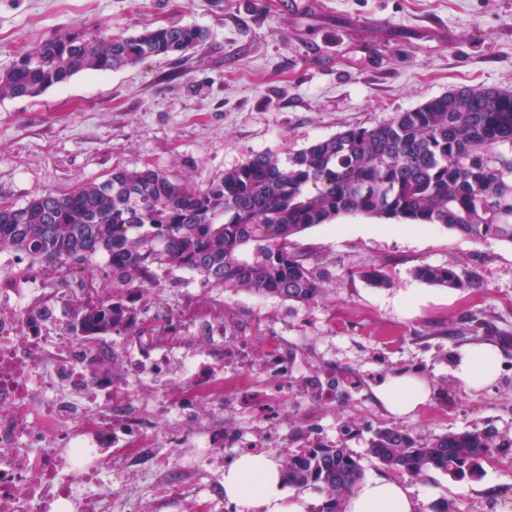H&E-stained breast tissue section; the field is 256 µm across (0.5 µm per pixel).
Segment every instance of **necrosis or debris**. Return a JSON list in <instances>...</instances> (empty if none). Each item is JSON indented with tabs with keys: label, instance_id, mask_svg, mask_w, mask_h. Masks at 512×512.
<instances>
[{
	"label": "necrosis or debris",
	"instance_id": "1",
	"mask_svg": "<svg viewBox=\"0 0 512 512\" xmlns=\"http://www.w3.org/2000/svg\"><path fill=\"white\" fill-rule=\"evenodd\" d=\"M64 295L0 270V512H224L225 461L287 447L289 396L336 403L335 368L299 375L287 337L255 364L249 328L225 318L223 300L173 292L166 316L141 293L112 336L61 323ZM242 408L252 430L224 422ZM144 484L148 509L134 493Z\"/></svg>",
	"mask_w": 512,
	"mask_h": 512
}]
</instances>
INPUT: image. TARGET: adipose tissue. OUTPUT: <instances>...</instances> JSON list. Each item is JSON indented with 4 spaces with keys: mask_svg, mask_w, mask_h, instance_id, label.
<instances>
[{
    "mask_svg": "<svg viewBox=\"0 0 512 512\" xmlns=\"http://www.w3.org/2000/svg\"><path fill=\"white\" fill-rule=\"evenodd\" d=\"M499 352L489 343L466 347L456 365L458 377L481 389L497 376ZM376 395L395 416L416 414L427 403V384L407 371L391 374ZM279 464L264 455H243L224 470V498L237 512H305L300 498L286 496ZM344 512H417V503L401 481L369 477L344 503Z\"/></svg>",
    "mask_w": 512,
    "mask_h": 512,
    "instance_id": "ef3b65f1",
    "label": "adipose tissue"
}]
</instances>
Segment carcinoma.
Returning <instances> with one entry per match:
<instances>
[{"label": "carcinoma", "instance_id": "1", "mask_svg": "<svg viewBox=\"0 0 512 512\" xmlns=\"http://www.w3.org/2000/svg\"><path fill=\"white\" fill-rule=\"evenodd\" d=\"M203 38L204 30L178 23L131 36L66 32L22 51L0 73V97L35 98L77 73L183 52ZM344 216L439 224L473 241L512 244V92L453 89L285 157L255 153L205 188L148 166L116 168L71 192L0 207V251L92 275L93 259L106 258L107 283L100 296L78 302L72 328L110 334L132 296L161 272L190 271L232 293L316 302L321 278L293 239ZM414 275L448 289L476 287L446 265L426 263ZM496 447L492 429L427 438L391 425L374 431L368 453L411 478L440 471L462 481L478 477ZM279 462L288 486L321 492L316 512H344L364 477L360 457L342 443L290 448Z\"/></svg>", "mask_w": 512, "mask_h": 512}]
</instances>
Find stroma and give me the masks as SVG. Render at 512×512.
I'll return each mask as SVG.
<instances>
[{
	"instance_id": "stroma-1",
	"label": "stroma",
	"mask_w": 512,
	"mask_h": 512,
	"mask_svg": "<svg viewBox=\"0 0 512 512\" xmlns=\"http://www.w3.org/2000/svg\"><path fill=\"white\" fill-rule=\"evenodd\" d=\"M171 23L206 37L181 53L118 71L81 72L36 98L0 97V203L149 166L205 187L259 151H296L350 127L370 128L460 87L512 92V0H0V72L27 46L67 31L134 35ZM295 250L321 275L309 305L227 293L170 275L155 295L192 288L255 322L253 355L272 336L299 337L303 367L328 363L358 379L335 405L309 408L324 440L361 454L393 423L424 436L495 428L512 438V245L475 242L437 224L344 217L310 228ZM456 268L464 285L436 287L413 270ZM392 284L373 287L367 271ZM503 352L491 385L468 388L455 357L470 344ZM416 372L428 403L394 418L374 391L394 371ZM419 512L453 501L457 512H502L512 467L493 457L481 478L434 472L411 480Z\"/></svg>"
}]
</instances>
